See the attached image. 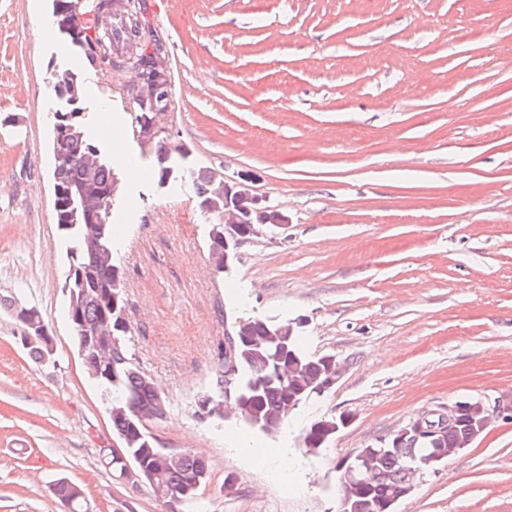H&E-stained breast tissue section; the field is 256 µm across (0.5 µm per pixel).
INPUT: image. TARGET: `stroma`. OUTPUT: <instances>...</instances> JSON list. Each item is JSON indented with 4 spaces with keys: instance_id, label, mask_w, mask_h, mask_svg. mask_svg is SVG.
Listing matches in <instances>:
<instances>
[{
    "instance_id": "35a3bbf8",
    "label": "stroma",
    "mask_w": 512,
    "mask_h": 512,
    "mask_svg": "<svg viewBox=\"0 0 512 512\" xmlns=\"http://www.w3.org/2000/svg\"><path fill=\"white\" fill-rule=\"evenodd\" d=\"M168 50L172 108L158 119L187 166L251 187L287 215L217 271L190 182L160 186L126 93L51 25L52 0H0V512H68L48 487H83L89 512H170L117 476L119 448L67 318L55 221L50 85L70 70L90 139L123 193L113 209L126 318L167 413L163 448L206 456L195 512H337L340 463L460 401L512 397V0H146ZM121 128L122 137L112 135ZM34 304L52 362L30 356L8 305ZM296 321L334 356L336 385L279 433L197 401L232 324ZM347 423L325 448L303 432ZM298 465L277 481L274 454ZM395 512H512V422L422 471Z\"/></svg>"
}]
</instances>
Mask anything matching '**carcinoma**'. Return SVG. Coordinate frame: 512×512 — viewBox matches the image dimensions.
<instances>
[{"label":"carcinoma","mask_w":512,"mask_h":512,"mask_svg":"<svg viewBox=\"0 0 512 512\" xmlns=\"http://www.w3.org/2000/svg\"><path fill=\"white\" fill-rule=\"evenodd\" d=\"M140 28L138 10L132 9L125 17L112 19V26L104 36L107 47H123ZM97 149L88 135L78 142L63 140L57 143L56 153L62 156L61 168L56 175L63 181L85 177L83 155ZM115 173L100 161L92 176L91 187L101 191L112 183ZM67 244L70 267L97 269V281L81 284L77 274L70 273L69 297L85 295L81 321L93 328L102 319L105 307L98 291L105 288L123 300L121 287L112 284L114 241L112 229V203L106 204L101 224H61ZM249 335L233 336L224 349L220 375L209 392L214 402L224 401V389L232 394L231 403L242 400L241 417L252 428L265 434H274L289 415L313 395V387L326 378L320 359L309 356L301 347L296 334H288V323L269 319L248 318ZM128 329L112 333V345L98 351L87 352L83 360L85 369L102 391L110 411L112 428L120 440L126 462L112 459V469L124 473L125 463L159 493L171 506V512L193 505L197 490L190 483L205 482L209 475L207 458L191 453H173L156 446L146 429V415L159 412L166 406L157 401V387L140 370L130 351ZM470 425L466 417L443 435L438 447L453 448L466 439ZM406 455L395 452L369 451L371 475L341 488L350 491L347 512H381L380 506L403 498L409 485L408 461L419 459L431 452V445L422 441H408ZM56 498L71 501L70 512H86L83 489H75L59 479L49 486Z\"/></svg>","instance_id":"1"}]
</instances>
